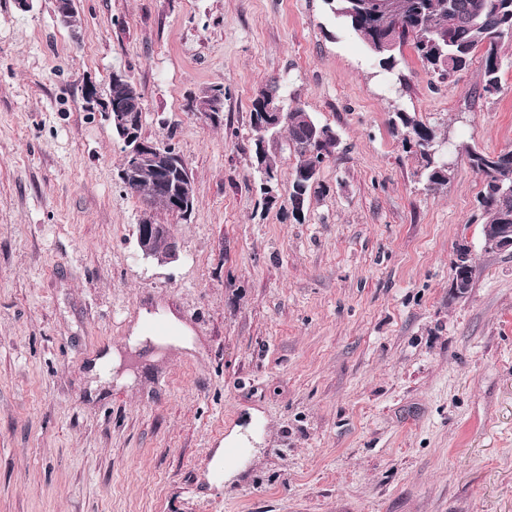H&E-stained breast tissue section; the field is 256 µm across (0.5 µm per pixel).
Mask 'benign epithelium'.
<instances>
[{
	"mask_svg": "<svg viewBox=\"0 0 512 512\" xmlns=\"http://www.w3.org/2000/svg\"><path fill=\"white\" fill-rule=\"evenodd\" d=\"M57 17L61 24L75 32L79 28V19L73 7V0H56ZM128 79L118 73L112 74L105 93H100L96 84L86 83L83 100L85 108L90 112H102L117 131L120 141L125 149L127 162L119 170V179L122 184L134 180L141 165L150 161L156 169L165 175L174 173L183 180L179 194L174 195L165 188L157 189L154 197V205L159 209L182 210L189 215L193 212V184L186 175L187 166L181 156L159 148L154 143H147L137 138V128L141 123V104L129 98L123 110L112 111V88L122 90L126 87ZM224 96L216 92L210 102L204 103L198 100L192 102V109L199 115L216 123L223 119ZM156 237H164L167 240V249L163 262L169 263L177 259L179 254L178 241L165 224H143L139 226L137 243L139 252L148 258L152 256V242ZM484 243L487 249L495 251L512 250V226L507 224L484 225Z\"/></svg>",
	"mask_w": 512,
	"mask_h": 512,
	"instance_id": "1",
	"label": "benign epithelium"
}]
</instances>
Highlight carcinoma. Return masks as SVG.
<instances>
[{
  "mask_svg": "<svg viewBox=\"0 0 512 512\" xmlns=\"http://www.w3.org/2000/svg\"><path fill=\"white\" fill-rule=\"evenodd\" d=\"M325 2L334 11H346L342 23L357 33L366 47L390 36L399 46H410L424 67L441 82L451 80L469 66L473 52L480 48L482 89L489 95L501 90L500 49L505 39H512V0H391V12L385 10L383 0ZM399 54L398 50L372 52L387 72L399 68ZM286 112L288 116L281 123L262 134L258 128L261 109L258 100L252 101L251 127L260 142L252 147L250 165L255 173L278 182L279 167L269 146L276 142L281 131L288 132V142L296 157L288 207L297 219L311 190L319 184L320 169L330 156L322 153L323 146L313 135L323 124L300 106L288 108ZM391 126L393 133L400 137L403 149L419 155L427 189L434 191L447 184L452 170L448 168V159L439 151L445 139L438 130L401 110L393 113ZM462 150L473 171L482 178L479 204L485 223L512 225V197L500 191V185L512 184V148L487 153L464 145ZM159 178L160 174L148 166L138 179L128 184L126 191L143 197L148 204ZM452 269L453 275L472 283L469 250L458 251Z\"/></svg>",
  "mask_w": 512,
  "mask_h": 512,
  "instance_id": "1",
  "label": "carcinoma"
}]
</instances>
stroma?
Instances as JSON below:
<instances>
[{
    "mask_svg": "<svg viewBox=\"0 0 512 512\" xmlns=\"http://www.w3.org/2000/svg\"><path fill=\"white\" fill-rule=\"evenodd\" d=\"M74 7L75 33L55 0H0V512H512V253L485 249L458 149L512 147V41L489 96L477 54L446 83L408 46L381 70L325 0ZM115 72L144 136L184 158L190 219L122 188L121 145L82 97ZM272 81L341 140L300 222L287 136L274 203L249 162ZM216 85L218 125L191 110ZM399 109L448 138L439 190L391 131ZM146 217L177 260L139 254ZM170 308L200 349L91 390L98 355ZM239 428L261 443L227 482L211 462ZM150 223V224H147ZM151 218H144L138 224L137 243L139 252L145 258L152 256V242L155 237H164L167 240V249L163 263H169L177 259L179 254L178 241L166 224H152ZM143 224V225H140ZM140 225V226H139ZM466 249V250H465ZM469 249L464 247L463 249H460L457 254V259L454 261L452 266L453 271V277H452V288H455L454 286V279L455 276H463V279H457L456 285L457 288H455L456 291H465L467 288L471 287L472 278H473V267L470 263V257H469ZM457 269V270H456ZM468 283V287L466 288V282Z\"/></svg>",
    "mask_w": 512,
    "mask_h": 512,
    "instance_id": "stroma-1",
    "label": "stroma"
}]
</instances>
